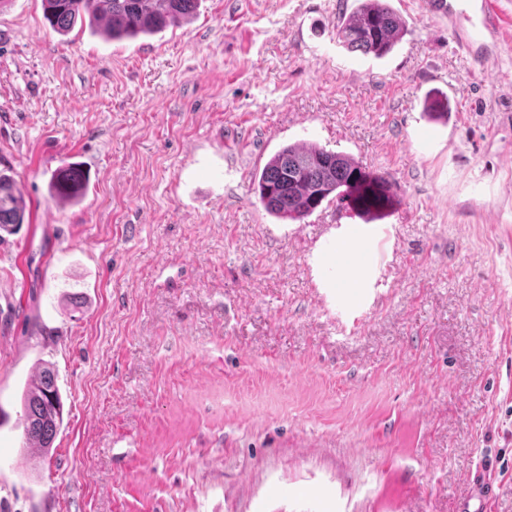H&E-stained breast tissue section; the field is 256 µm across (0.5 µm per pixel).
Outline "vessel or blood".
I'll return each instance as SVG.
<instances>
[{"instance_id": "obj_1", "label": "vessel or blood", "mask_w": 512, "mask_h": 512, "mask_svg": "<svg viewBox=\"0 0 512 512\" xmlns=\"http://www.w3.org/2000/svg\"><path fill=\"white\" fill-rule=\"evenodd\" d=\"M426 13L447 19L472 61H482L489 39L497 38L499 14L493 0H424ZM470 493L459 512H484L497 494L495 483L485 471L472 473Z\"/></svg>"}]
</instances>
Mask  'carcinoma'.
I'll return each mask as SVG.
<instances>
[{"label":"carcinoma","instance_id":"obj_1","mask_svg":"<svg viewBox=\"0 0 512 512\" xmlns=\"http://www.w3.org/2000/svg\"><path fill=\"white\" fill-rule=\"evenodd\" d=\"M199 0H42L44 19L60 34L77 24L114 39H136L187 22ZM340 42L352 52L382 58L402 40L406 25L385 0H358L336 25ZM265 211L278 221L299 223L324 201L336 200L359 216L390 201L387 182L373 176L351 156L316 145L289 144L267 161L256 177ZM86 177L69 164L53 175L50 196L75 204L84 195ZM27 203L11 170L0 169V239L24 222ZM25 444L47 456L63 425V404L54 370L44 366L23 395Z\"/></svg>","mask_w":512,"mask_h":512}]
</instances>
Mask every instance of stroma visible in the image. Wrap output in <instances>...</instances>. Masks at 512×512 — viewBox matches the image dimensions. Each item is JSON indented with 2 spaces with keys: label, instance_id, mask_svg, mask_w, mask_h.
<instances>
[{
  "label": "stroma",
  "instance_id": "stroma-1",
  "mask_svg": "<svg viewBox=\"0 0 512 512\" xmlns=\"http://www.w3.org/2000/svg\"><path fill=\"white\" fill-rule=\"evenodd\" d=\"M476 64L422 0L391 55L348 51L355 0H200L134 40L0 9V512H512V0ZM384 177L373 219L271 217L282 146ZM70 162L75 205L48 192ZM354 243L339 286L329 263ZM51 366L64 423L25 446ZM27 211L24 195L9 168L0 169V240L23 224ZM26 448L46 457L63 425V404L57 377L50 367H41L23 395ZM469 485V496L462 503L459 512H484L489 501L496 496L497 486L483 470L471 473Z\"/></svg>",
  "mask_w": 512,
  "mask_h": 512
}]
</instances>
